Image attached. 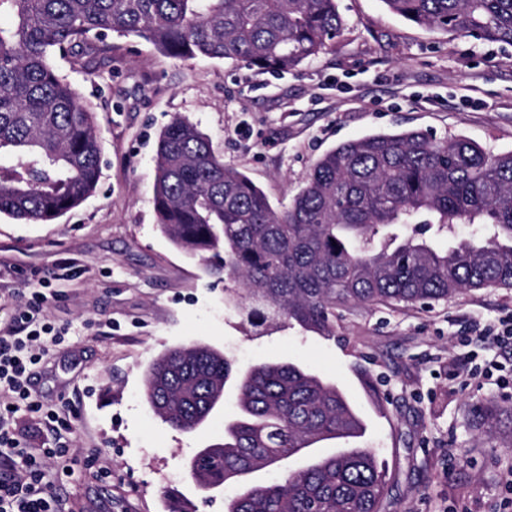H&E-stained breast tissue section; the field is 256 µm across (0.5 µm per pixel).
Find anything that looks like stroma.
I'll list each match as a JSON object with an SVG mask.
<instances>
[{
  "instance_id": "35a3bbf8",
  "label": "stroma",
  "mask_w": 512,
  "mask_h": 512,
  "mask_svg": "<svg viewBox=\"0 0 512 512\" xmlns=\"http://www.w3.org/2000/svg\"><path fill=\"white\" fill-rule=\"evenodd\" d=\"M342 36L282 74L217 59H175L119 38L111 58L56 67L94 112L97 188L54 221L0 214V323L42 288L45 318L68 327L15 415L25 447L69 448L56 484L64 512H225L238 485L201 490L198 449L224 437V403L202 428H172L148 406L145 373L167 349L205 344L240 368L295 362L339 386L366 424L361 438L318 443L311 456L375 450L391 481L388 512H512V346L478 328L512 317V288L470 290L427 306L343 307L336 334L257 328L225 303L223 280L160 231L154 205L158 136L194 123L225 166L244 173L274 210H288L312 164L379 132L422 130L512 151V46L411 24L382 0H337ZM490 368L466 385L473 367ZM502 409L492 430L473 406Z\"/></svg>"
}]
</instances>
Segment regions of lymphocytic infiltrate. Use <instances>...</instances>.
Returning <instances> with one entry per match:
<instances>
[{
    "instance_id": "obj_1",
    "label": "lymphocytic infiltrate",
    "mask_w": 512,
    "mask_h": 512,
    "mask_svg": "<svg viewBox=\"0 0 512 512\" xmlns=\"http://www.w3.org/2000/svg\"><path fill=\"white\" fill-rule=\"evenodd\" d=\"M44 299L40 289H33L27 309L6 332H0V387L15 397L14 402L0 404V452L12 461L11 466L0 470V512H57L43 461L53 459L61 472L69 470L68 449L47 448L42 455H34L5 425L17 410L16 400L30 396L33 369L40 361L36 347L65 340L64 329L46 322L41 309Z\"/></svg>"
}]
</instances>
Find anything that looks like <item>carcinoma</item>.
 <instances>
[{
  "instance_id": "cac0c4a2",
  "label": "carcinoma",
  "mask_w": 512,
  "mask_h": 512,
  "mask_svg": "<svg viewBox=\"0 0 512 512\" xmlns=\"http://www.w3.org/2000/svg\"><path fill=\"white\" fill-rule=\"evenodd\" d=\"M429 29L512 46V0H382ZM0 214L47 223L96 188L93 112L56 57L105 56L108 36L135 37L178 59H230L289 72L326 52L344 30L337 0H0ZM154 204L161 232L233 284L228 304L256 326H299L331 337L337 309L431 304L464 290L512 288V151L462 137L376 133L325 153L279 213L205 135L176 117L160 132ZM459 224L475 228L459 240ZM235 376L237 409L224 441L192 458L200 488L238 480L365 425L336 383L293 362L237 372L203 344L151 364L145 397L170 426H203ZM386 472L370 448H350L268 484L241 488L225 512H384Z\"/></svg>"
}]
</instances>
